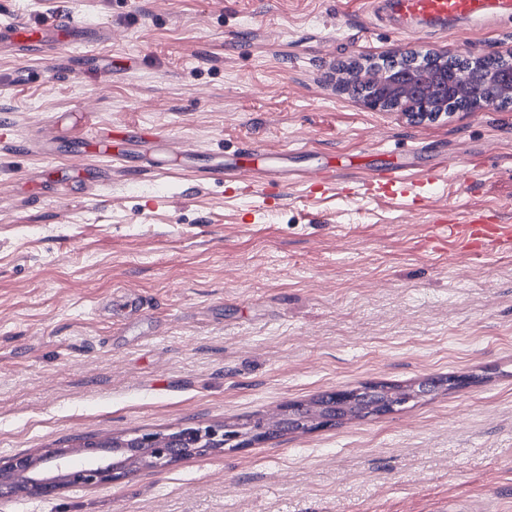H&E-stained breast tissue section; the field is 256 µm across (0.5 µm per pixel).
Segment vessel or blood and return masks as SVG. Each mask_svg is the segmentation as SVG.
Masks as SVG:
<instances>
[{
  "mask_svg": "<svg viewBox=\"0 0 512 512\" xmlns=\"http://www.w3.org/2000/svg\"><path fill=\"white\" fill-rule=\"evenodd\" d=\"M398 17L411 22H425L447 27L454 22H468L474 25L493 24L512 20V0H388ZM83 23L71 16L54 18L49 27L35 28L20 20L0 19V45L21 46L27 57L42 58L49 50L58 47L83 30ZM125 144L120 133L101 134L91 130L87 138L90 149L106 155L122 154ZM276 153L257 150L250 153L247 164L235 166V185L238 193L251 199L255 210L267 209L269 192L265 182L255 179L254 174L261 168L274 167ZM304 192H324L336 188V167L332 163H321L303 171L300 180ZM409 180L406 171L394 166L377 171L369 185L374 192L393 195L405 192ZM465 236L470 246L479 252L496 249L512 242L511 224L487 223L477 210H469L465 219Z\"/></svg>",
  "mask_w": 512,
  "mask_h": 512,
  "instance_id": "1",
  "label": "vessel or blood"
}]
</instances>
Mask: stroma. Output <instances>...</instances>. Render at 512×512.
I'll return each mask as SVG.
<instances>
[{
	"label": "stroma",
	"instance_id": "35a3bbf8",
	"mask_svg": "<svg viewBox=\"0 0 512 512\" xmlns=\"http://www.w3.org/2000/svg\"><path fill=\"white\" fill-rule=\"evenodd\" d=\"M61 13L104 31L94 57L0 47V460L246 432L371 385L413 397L0 512H512V249L434 228L444 208L512 225V105L417 122L336 85L413 51L512 57V21L411 36L366 0H0L32 26ZM93 127L132 146L76 196L64 178ZM251 149L294 174L335 158L348 185L403 166L418 194L286 184L258 215L201 173ZM146 154L171 155L167 173L141 171ZM440 376L464 383L417 394Z\"/></svg>",
	"mask_w": 512,
	"mask_h": 512
}]
</instances>
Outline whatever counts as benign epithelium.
Segmentation results:
<instances>
[{"instance_id": "obj_1", "label": "benign epithelium", "mask_w": 512, "mask_h": 512, "mask_svg": "<svg viewBox=\"0 0 512 512\" xmlns=\"http://www.w3.org/2000/svg\"><path fill=\"white\" fill-rule=\"evenodd\" d=\"M484 62L482 56L465 57L464 68L457 72L455 83L448 84V58L436 59V67L426 68L421 54L405 56L401 72L384 67L369 70L352 69L345 73L349 83L363 82L370 87L363 105L371 110H398L424 121L451 117L448 96L470 94V69ZM485 85L497 96L476 104L478 108L497 107L504 100L512 102V74L493 68L481 71ZM167 437L144 433L113 439L108 447L92 446L81 459L74 458L69 448L56 449L42 457L16 455L0 463V498L23 493L29 497H46L72 485L113 483L127 475L132 467L144 464L165 468L174 462L165 448Z\"/></svg>"}]
</instances>
